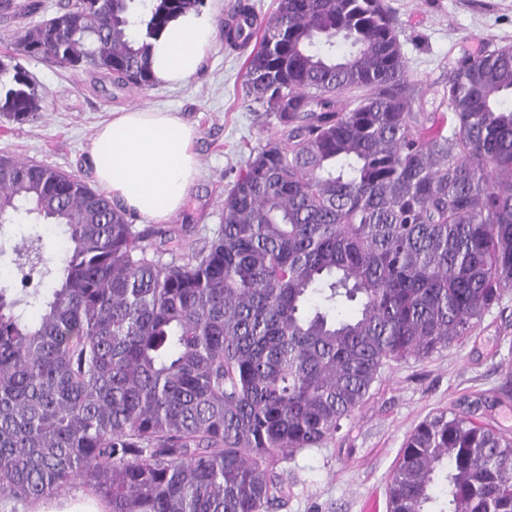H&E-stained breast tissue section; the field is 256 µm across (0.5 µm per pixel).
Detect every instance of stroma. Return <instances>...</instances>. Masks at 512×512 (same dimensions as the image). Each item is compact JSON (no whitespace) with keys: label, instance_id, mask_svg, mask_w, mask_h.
<instances>
[{"label":"stroma","instance_id":"obj_1","mask_svg":"<svg viewBox=\"0 0 512 512\" xmlns=\"http://www.w3.org/2000/svg\"><path fill=\"white\" fill-rule=\"evenodd\" d=\"M385 2L397 18L417 112L447 110L443 86L462 57L512 44V0ZM245 60L219 33L186 86L142 90L101 73L21 58L46 99L32 121L0 117V157L37 162L90 184L85 152L100 123L128 107L179 113L196 129L199 175L166 226L174 234L171 248L187 250L217 233L224 198L252 148L281 136L276 117L245 95ZM467 396L487 398L485 421L512 435V291L462 343L385 366L370 397L334 437L284 462L288 503L279 512H388L386 485L407 434Z\"/></svg>","mask_w":512,"mask_h":512}]
</instances>
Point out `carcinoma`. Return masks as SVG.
<instances>
[{
  "label": "carcinoma",
  "mask_w": 512,
  "mask_h": 512,
  "mask_svg": "<svg viewBox=\"0 0 512 512\" xmlns=\"http://www.w3.org/2000/svg\"><path fill=\"white\" fill-rule=\"evenodd\" d=\"M202 4L67 0L9 35L0 116L42 109L22 56L152 85L151 40ZM39 8L0 0V18ZM236 14L232 46L254 37L252 4ZM257 34L246 95L283 138L187 252L153 247L160 231L80 179L0 158V230L66 227L60 268L37 234L0 243L21 285L0 286L1 498L78 483L111 512H272L280 460L334 435L386 365L451 346L512 290V45L461 60L448 111L427 113L384 0H277ZM386 496L389 512H512V436L470 407L429 416Z\"/></svg>",
  "instance_id": "cac0c4a2"
}]
</instances>
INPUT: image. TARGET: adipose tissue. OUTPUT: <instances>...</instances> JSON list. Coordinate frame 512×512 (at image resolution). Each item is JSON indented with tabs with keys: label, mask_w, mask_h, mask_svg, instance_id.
I'll return each mask as SVG.
<instances>
[{
	"label": "adipose tissue",
	"mask_w": 512,
	"mask_h": 512,
	"mask_svg": "<svg viewBox=\"0 0 512 512\" xmlns=\"http://www.w3.org/2000/svg\"><path fill=\"white\" fill-rule=\"evenodd\" d=\"M215 37L203 12L179 16L154 40L155 80L187 84L199 71ZM195 130L178 113L123 109L96 129L87 159L98 185L125 210L158 223L180 212L198 175Z\"/></svg>",
	"instance_id": "obj_1"
}]
</instances>
